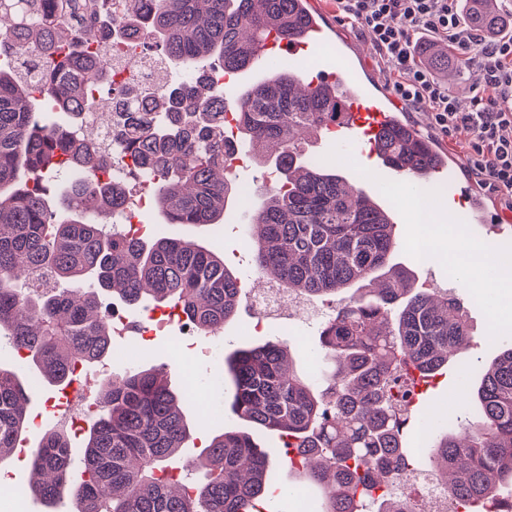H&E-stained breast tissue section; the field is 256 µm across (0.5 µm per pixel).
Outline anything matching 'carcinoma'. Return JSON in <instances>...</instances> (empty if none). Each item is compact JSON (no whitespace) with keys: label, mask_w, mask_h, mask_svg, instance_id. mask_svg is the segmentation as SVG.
<instances>
[{"label":"carcinoma","mask_w":512,"mask_h":512,"mask_svg":"<svg viewBox=\"0 0 512 512\" xmlns=\"http://www.w3.org/2000/svg\"><path fill=\"white\" fill-rule=\"evenodd\" d=\"M496 0H469L468 24L500 31ZM307 0H130L123 24L146 31L190 80L150 81L109 104L108 146L92 126L91 90L112 99V71L97 63L112 36V0H0V336L27 351L26 364L60 386L72 368L112 350L109 311L145 303L181 307L197 338L218 335L249 290L217 249L177 235L151 241L108 234L99 222L124 210L129 186L112 179V154L153 174L150 194L167 224H222L239 188L227 159L248 151L279 174L263 188L245 234L257 275L288 292L329 303L316 374L298 375L289 344L245 340L224 357L233 411L275 439L262 448L244 431L213 436L187 480L179 465L190 436L188 393L173 392L162 366L131 367L96 392L98 412L73 479L67 431L44 428L30 458L24 494L48 504L67 493L77 512H253L274 468L298 471L317 489L322 512H408L388 495L417 464L405 446L402 381L437 375L471 336L467 311L446 291H429L392 263L390 215L344 177L309 162L305 141L340 119L336 87L279 68L224 96V75L257 65L260 41L310 28ZM438 70H461L448 47L420 51ZM62 112L47 122L30 101ZM234 112L235 140L224 137ZM375 147L396 169L428 172L446 161L436 145L400 119ZM78 170L49 199L47 184ZM36 390L0 366V462L28 428ZM470 400L478 424L446 428L428 456L433 474L465 512L512 504V345L478 366Z\"/></svg>","instance_id":"1"}]
</instances>
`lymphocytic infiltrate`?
<instances>
[{
    "label": "lymphocytic infiltrate",
    "mask_w": 512,
    "mask_h": 512,
    "mask_svg": "<svg viewBox=\"0 0 512 512\" xmlns=\"http://www.w3.org/2000/svg\"><path fill=\"white\" fill-rule=\"evenodd\" d=\"M459 2L335 0L338 19L367 32L378 61L392 66L394 96L428 112L441 134L466 133L468 174L512 212V32L487 38L463 21ZM425 35L448 42L474 70L470 111H460L455 96L418 62Z\"/></svg>",
    "instance_id": "lymphocytic-infiltrate-1"
}]
</instances>
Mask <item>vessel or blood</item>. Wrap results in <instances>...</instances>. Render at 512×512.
Listing matches in <instances>:
<instances>
[{"label":"vessel or blood","instance_id":"vessel-or-blood-1","mask_svg":"<svg viewBox=\"0 0 512 512\" xmlns=\"http://www.w3.org/2000/svg\"><path fill=\"white\" fill-rule=\"evenodd\" d=\"M330 42L334 43L336 54L322 57L320 76L349 91L345 112L331 128L332 143L338 149L355 152L364 143L365 129L380 130L395 119L399 107L388 90L369 87L363 69L353 61V51L344 40L336 38L334 30L318 25L297 40L267 36L261 51L262 62L296 69L301 61L311 60L317 48ZM460 167V159L452 155L445 165L422 177L381 161L372 170L360 173L358 179L366 185L391 179L404 189H419L431 183L440 186L448 193L449 223L481 225L485 229L481 241L489 251L507 249L512 245V233L497 219L492 199L475 186L460 181Z\"/></svg>","mask_w":512,"mask_h":512}]
</instances>
